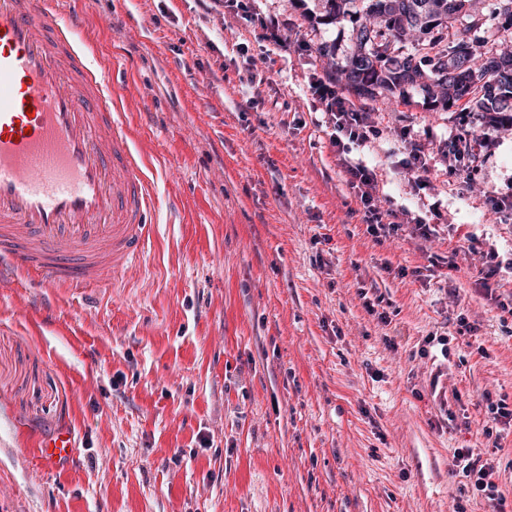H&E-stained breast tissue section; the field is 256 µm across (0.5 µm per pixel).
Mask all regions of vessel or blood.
Returning <instances> with one entry per match:
<instances>
[{"label":"vessel or blood","instance_id":"obj_1","mask_svg":"<svg viewBox=\"0 0 512 512\" xmlns=\"http://www.w3.org/2000/svg\"><path fill=\"white\" fill-rule=\"evenodd\" d=\"M83 16L52 0H0V259L63 286L120 281L152 236L151 185L109 71L74 39ZM44 466L73 454L38 439Z\"/></svg>","mask_w":512,"mask_h":512}]
</instances>
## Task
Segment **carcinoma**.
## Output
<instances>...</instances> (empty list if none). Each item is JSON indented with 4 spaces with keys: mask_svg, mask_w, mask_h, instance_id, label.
<instances>
[{
    "mask_svg": "<svg viewBox=\"0 0 512 512\" xmlns=\"http://www.w3.org/2000/svg\"><path fill=\"white\" fill-rule=\"evenodd\" d=\"M326 16L356 24L355 44L335 71L361 95H401L421 87L433 103L447 110L467 97L475 121L512 124V69L466 78L465 65L485 55L470 33L486 26V15L471 9L472 0H324ZM415 33L414 50L402 51L404 37Z\"/></svg>",
    "mask_w": 512,
    "mask_h": 512,
    "instance_id": "obj_1",
    "label": "carcinoma"
}]
</instances>
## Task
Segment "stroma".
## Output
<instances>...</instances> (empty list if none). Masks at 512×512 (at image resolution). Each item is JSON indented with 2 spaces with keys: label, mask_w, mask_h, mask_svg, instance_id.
Instances as JSON below:
<instances>
[{
  "label": "stroma",
  "mask_w": 512,
  "mask_h": 512,
  "mask_svg": "<svg viewBox=\"0 0 512 512\" xmlns=\"http://www.w3.org/2000/svg\"><path fill=\"white\" fill-rule=\"evenodd\" d=\"M250 3L253 23L202 0H77L76 41L123 67L153 237L116 287L0 271V512H453L458 448L494 460L512 512V422L483 434L487 400L512 407V212L492 205L512 196V126L418 87L356 95L318 52L348 54L350 21L322 0ZM250 69L265 81L248 92ZM316 78L379 131L348 158L374 171L380 207L430 238L367 233ZM410 142L425 173L401 166ZM62 426L76 454L41 471L33 441Z\"/></svg>",
  "instance_id": "stroma-1"
}]
</instances>
